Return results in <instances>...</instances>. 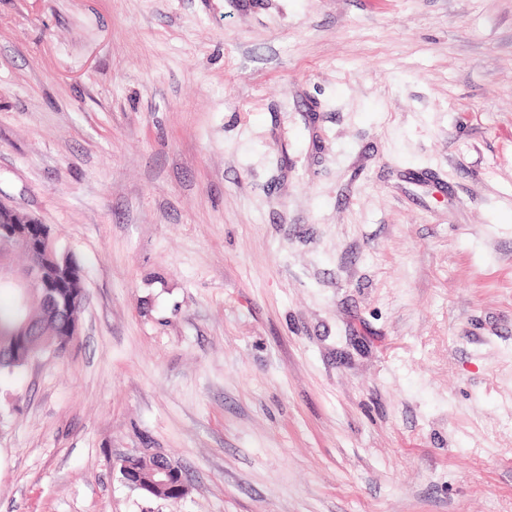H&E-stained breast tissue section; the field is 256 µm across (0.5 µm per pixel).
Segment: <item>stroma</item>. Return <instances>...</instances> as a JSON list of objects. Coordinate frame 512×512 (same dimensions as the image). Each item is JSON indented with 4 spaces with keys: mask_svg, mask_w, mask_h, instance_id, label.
Returning <instances> with one entry per match:
<instances>
[{
    "mask_svg": "<svg viewBox=\"0 0 512 512\" xmlns=\"http://www.w3.org/2000/svg\"><path fill=\"white\" fill-rule=\"evenodd\" d=\"M0 201L86 289L0 512H512V0H0ZM124 462L130 464V467H125ZM163 465L162 462L158 461L153 452L149 451V448L145 449L138 454L134 459L123 457L119 462V473L124 481L130 479V475L135 477L136 480L140 481L143 485L148 486L152 489V494L148 495L159 497L163 499H171L172 491L167 488H158L150 484L148 480H153L154 472L156 469ZM131 468V469H129ZM148 479V480H147Z\"/></svg>",
    "mask_w": 512,
    "mask_h": 512,
    "instance_id": "35a3bbf8",
    "label": "stroma"
}]
</instances>
